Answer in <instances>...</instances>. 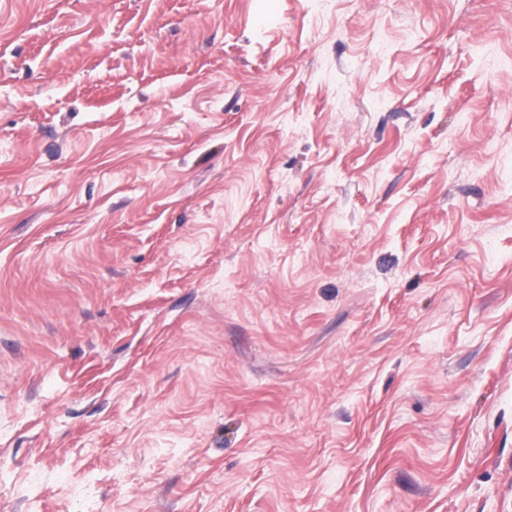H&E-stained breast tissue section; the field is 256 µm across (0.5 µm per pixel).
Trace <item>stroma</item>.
Instances as JSON below:
<instances>
[{
  "mask_svg": "<svg viewBox=\"0 0 512 512\" xmlns=\"http://www.w3.org/2000/svg\"><path fill=\"white\" fill-rule=\"evenodd\" d=\"M0 512H512V0H0Z\"/></svg>",
  "mask_w": 512,
  "mask_h": 512,
  "instance_id": "1",
  "label": "stroma"
}]
</instances>
